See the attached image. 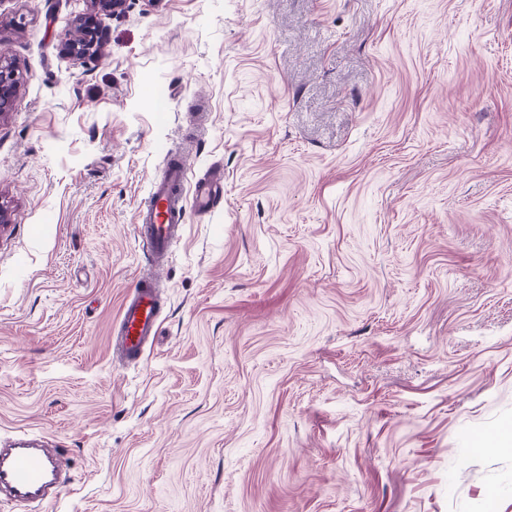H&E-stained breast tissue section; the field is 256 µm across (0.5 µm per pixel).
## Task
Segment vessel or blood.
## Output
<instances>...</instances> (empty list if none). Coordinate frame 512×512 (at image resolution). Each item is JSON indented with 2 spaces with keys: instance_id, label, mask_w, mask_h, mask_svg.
<instances>
[{
  "instance_id": "1",
  "label": "vessel or blood",
  "mask_w": 512,
  "mask_h": 512,
  "mask_svg": "<svg viewBox=\"0 0 512 512\" xmlns=\"http://www.w3.org/2000/svg\"><path fill=\"white\" fill-rule=\"evenodd\" d=\"M162 178L152 180L137 213L136 236L152 265H167L180 241L188 210L210 212L224 193L222 177L190 181L185 154L166 157ZM161 298L153 275L140 276L121 308L112 351L126 363L141 361L159 334ZM56 456L21 440L0 448V491L29 503L60 492Z\"/></svg>"
}]
</instances>
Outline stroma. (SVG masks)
<instances>
[{
	"instance_id": "obj_1",
	"label": "stroma",
	"mask_w": 512,
	"mask_h": 512,
	"mask_svg": "<svg viewBox=\"0 0 512 512\" xmlns=\"http://www.w3.org/2000/svg\"><path fill=\"white\" fill-rule=\"evenodd\" d=\"M0 0V441L72 483L0 512H512V0ZM160 334L112 361L168 150ZM94 14L78 19L74 34H69L65 47L69 55L82 58L98 43L97 16L112 15L124 10L127 0H89ZM18 83L14 69L0 57V116L11 110ZM165 166L163 177L152 180L138 209L135 226L138 241L154 266L170 261L181 239L188 210L208 213L224 194L221 176L198 179L193 189H188V164L183 150L178 156L167 153Z\"/></svg>"
}]
</instances>
